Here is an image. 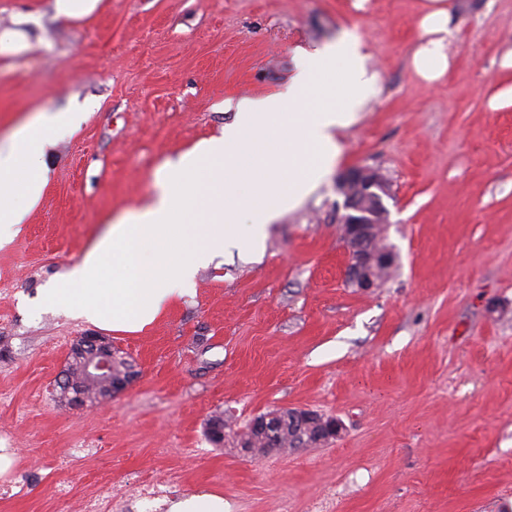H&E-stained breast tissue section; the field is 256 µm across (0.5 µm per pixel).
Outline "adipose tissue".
<instances>
[{
    "instance_id": "obj_1",
    "label": "adipose tissue",
    "mask_w": 512,
    "mask_h": 512,
    "mask_svg": "<svg viewBox=\"0 0 512 512\" xmlns=\"http://www.w3.org/2000/svg\"><path fill=\"white\" fill-rule=\"evenodd\" d=\"M450 17L430 0L412 64L432 82L447 71ZM361 34L300 50L282 90L235 105L223 136L168 162L148 202L111 221L52 288L51 304L77 305L101 327L141 332L176 291L190 293L200 266L231 249L259 256L268 224L299 208L338 165L341 131L382 92ZM81 109H40L0 148V247L16 236L48 182L54 131L78 127Z\"/></svg>"
}]
</instances>
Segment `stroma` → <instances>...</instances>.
Listing matches in <instances>:
<instances>
[{
    "instance_id": "obj_1",
    "label": "stroma",
    "mask_w": 512,
    "mask_h": 512,
    "mask_svg": "<svg viewBox=\"0 0 512 512\" xmlns=\"http://www.w3.org/2000/svg\"><path fill=\"white\" fill-rule=\"evenodd\" d=\"M428 0H101L82 20L53 0H0L30 44L0 54V146L37 108L79 105L80 127L46 153L49 182L0 249V430L15 433L0 512H68L95 478H172L217 492L224 512H512V0H446L451 65H411ZM358 29L383 93L342 131L341 161L300 208L269 225L260 258L199 269L142 332L86 322L44 290L155 191L157 171L222 135L228 99L295 72L294 51ZM377 169L390 193L387 280H345L342 173ZM111 340L136 371L105 403L71 408L55 381L76 337ZM302 408L339 419L315 448L253 457L236 434ZM223 416L224 443L206 436ZM86 441L96 461L58 474ZM97 448H92L89 444H81L78 448H67L62 455L58 457L57 470L65 471L74 462H80L92 459L96 456Z\"/></svg>"
}]
</instances>
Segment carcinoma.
I'll return each mask as SVG.
<instances>
[{"instance_id": "carcinoma-1", "label": "carcinoma", "mask_w": 512, "mask_h": 512, "mask_svg": "<svg viewBox=\"0 0 512 512\" xmlns=\"http://www.w3.org/2000/svg\"><path fill=\"white\" fill-rule=\"evenodd\" d=\"M66 374L81 380V389L61 392L65 403L71 407H82L86 403H94L103 397L100 383L87 379L81 368V359L75 355L68 357ZM206 434L215 445L224 443V417L215 416L208 420ZM324 442V432L320 425V415L303 418L297 409H284L279 419L266 429L248 427L239 435L237 444L248 448L253 456H263L270 449L315 448Z\"/></svg>"}]
</instances>
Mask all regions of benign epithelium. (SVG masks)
I'll return each instance as SVG.
<instances>
[{
    "instance_id": "1",
    "label": "benign epithelium",
    "mask_w": 512,
    "mask_h": 512,
    "mask_svg": "<svg viewBox=\"0 0 512 512\" xmlns=\"http://www.w3.org/2000/svg\"><path fill=\"white\" fill-rule=\"evenodd\" d=\"M344 195V208L340 223L343 224L344 242L349 260L345 269L347 281L360 289L377 286L374 271L392 265L391 250L374 251L365 247L380 226L382 195L388 188L377 172L359 169L350 174L340 185ZM72 348L84 359V372L90 380H112L115 360L112 343L103 336L84 335Z\"/></svg>"
}]
</instances>
